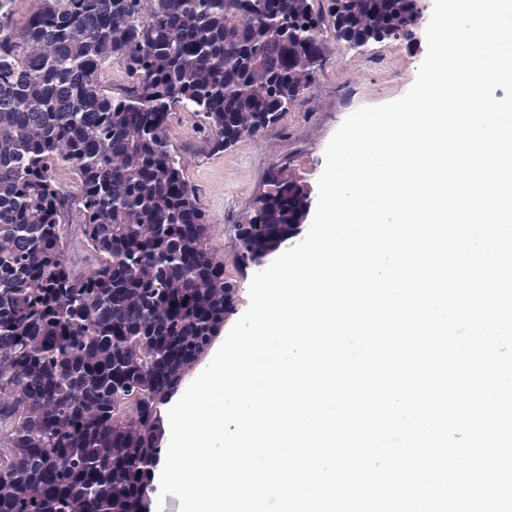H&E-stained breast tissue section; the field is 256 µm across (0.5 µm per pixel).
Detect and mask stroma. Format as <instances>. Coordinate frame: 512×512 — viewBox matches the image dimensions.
Wrapping results in <instances>:
<instances>
[{
	"instance_id": "35a3bbf8",
	"label": "stroma",
	"mask_w": 512,
	"mask_h": 512,
	"mask_svg": "<svg viewBox=\"0 0 512 512\" xmlns=\"http://www.w3.org/2000/svg\"><path fill=\"white\" fill-rule=\"evenodd\" d=\"M388 47L391 55L384 59L374 48L331 51L305 98L275 128L219 154L209 152V133L198 118L188 112L172 115L167 134L212 219L211 243L238 286L235 310L225 328H232L248 308L249 285L256 273L252 267H234L232 226L248 221L255 199L268 189L273 165L289 164L309 188H316L326 147L342 122L361 107L390 102L410 89L427 53L424 29H417L412 41H392Z\"/></svg>"
}]
</instances>
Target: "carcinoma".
<instances>
[{"label":"carcinoma","instance_id":"obj_1","mask_svg":"<svg viewBox=\"0 0 512 512\" xmlns=\"http://www.w3.org/2000/svg\"><path fill=\"white\" fill-rule=\"evenodd\" d=\"M0 0V512H147L161 407L236 301L166 130L212 153L276 126L331 47L409 40L422 0ZM119 62L115 96L100 72ZM73 169L63 191L56 171ZM234 263L293 238L309 188L280 165ZM75 224L96 263L66 251Z\"/></svg>","mask_w":512,"mask_h":512}]
</instances>
